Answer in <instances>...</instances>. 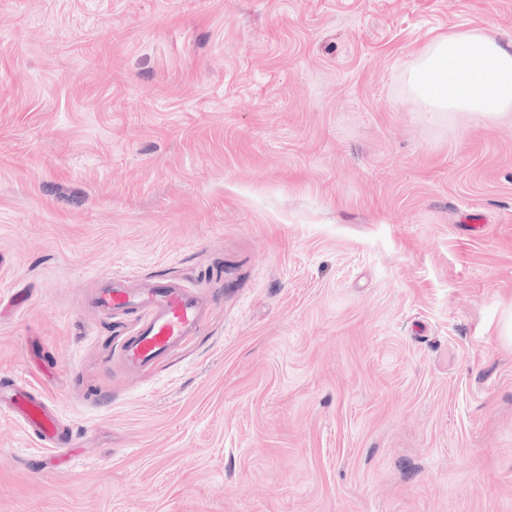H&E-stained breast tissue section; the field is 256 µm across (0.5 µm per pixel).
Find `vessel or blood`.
Here are the masks:
<instances>
[{
    "mask_svg": "<svg viewBox=\"0 0 512 512\" xmlns=\"http://www.w3.org/2000/svg\"><path fill=\"white\" fill-rule=\"evenodd\" d=\"M93 303L107 313L131 309L143 312L138 332L122 349V358L132 369L153 363L200 326L201 302L188 290L169 282L153 281L133 290L127 288L124 277L114 274L105 278ZM3 399L9 401L13 416L23 427L37 433L53 450L60 452L72 446L74 439L63 434L56 413L25 386L15 384L0 390Z\"/></svg>",
    "mask_w": 512,
    "mask_h": 512,
    "instance_id": "vessel-or-blood-1",
    "label": "vessel or blood"
}]
</instances>
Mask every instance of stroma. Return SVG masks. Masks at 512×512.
<instances>
[{
	"label": "stroma",
	"mask_w": 512,
	"mask_h": 512,
	"mask_svg": "<svg viewBox=\"0 0 512 512\" xmlns=\"http://www.w3.org/2000/svg\"><path fill=\"white\" fill-rule=\"evenodd\" d=\"M512 0H0V512H512V117L433 112ZM165 279L199 329L136 371ZM93 304L106 313L144 312L141 327L122 349V358L132 369L153 363L192 336L200 326L202 312L201 302L185 288L152 281L131 290L124 277L115 274L105 278ZM3 399L9 401L12 415L23 427L37 433L40 440H45L48 446H52L47 448L50 452L42 457V466L47 459H56L53 450L61 452L73 445V437L62 433L57 414L46 402L36 400L24 385L15 384L0 390V401Z\"/></svg>",
	"instance_id": "35a3bbf8"
}]
</instances>
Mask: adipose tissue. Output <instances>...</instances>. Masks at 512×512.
<instances>
[{"instance_id":"obj_1","label":"adipose tissue","mask_w":512,"mask_h":512,"mask_svg":"<svg viewBox=\"0 0 512 512\" xmlns=\"http://www.w3.org/2000/svg\"><path fill=\"white\" fill-rule=\"evenodd\" d=\"M413 85L437 109L488 119L512 111V42L476 31L449 34L415 73Z\"/></svg>"}]
</instances>
